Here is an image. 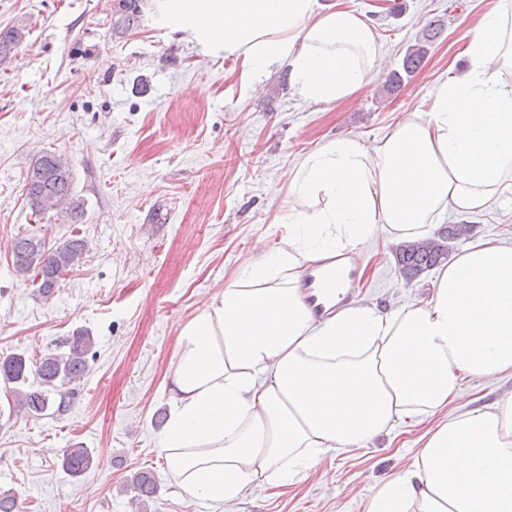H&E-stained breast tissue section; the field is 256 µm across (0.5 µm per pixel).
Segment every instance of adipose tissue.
Listing matches in <instances>:
<instances>
[{"mask_svg":"<svg viewBox=\"0 0 512 512\" xmlns=\"http://www.w3.org/2000/svg\"><path fill=\"white\" fill-rule=\"evenodd\" d=\"M158 16L256 78L287 68L312 106L350 99L384 56L364 13L319 0H159ZM469 66L379 142L324 141L287 173L278 245L186 319L168 372L167 473L193 500L301 480L323 457L433 419L368 512H512V392L460 406L461 376L512 374V244L463 249L428 298L316 322L307 267L378 241L432 238L451 215L512 199V0L464 21Z\"/></svg>","mask_w":512,"mask_h":512,"instance_id":"adipose-tissue-1","label":"adipose tissue"}]
</instances>
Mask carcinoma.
Instances as JSON below:
<instances>
[{
  "mask_svg": "<svg viewBox=\"0 0 512 512\" xmlns=\"http://www.w3.org/2000/svg\"><path fill=\"white\" fill-rule=\"evenodd\" d=\"M140 0H118L113 14L116 25L126 28L140 17ZM438 28L430 24L422 30L416 43L407 50L401 66L390 72L386 88L391 89L412 76L429 53L436 40ZM25 36L18 29L0 33V58L6 57ZM73 173L61 156L44 152L32 159L25 179L26 200L32 214L40 216L59 206H66L71 220L83 216L84 203L73 193ZM468 224H445L437 234L427 240L405 243L395 249L398 267L406 281L411 282L448 258V241L469 234ZM87 243L82 238H70L57 246H47L46 240L34 233L17 235L11 245L12 266L16 275L32 280L37 291L48 296L59 281L79 264ZM93 337L78 331L64 339L66 350L51 352L38 360L22 354H12L0 360V379L10 385V394L17 410L29 417L46 415L52 407L62 409L66 393L64 388L79 381L88 370L87 355ZM93 462L90 451L74 446L63 453L62 465L70 474L78 476ZM134 491V500L143 504L157 493L154 475L136 472L128 483Z\"/></svg>",
  "mask_w": 512,
  "mask_h": 512,
  "instance_id": "obj_1",
  "label": "carcinoma"
}]
</instances>
